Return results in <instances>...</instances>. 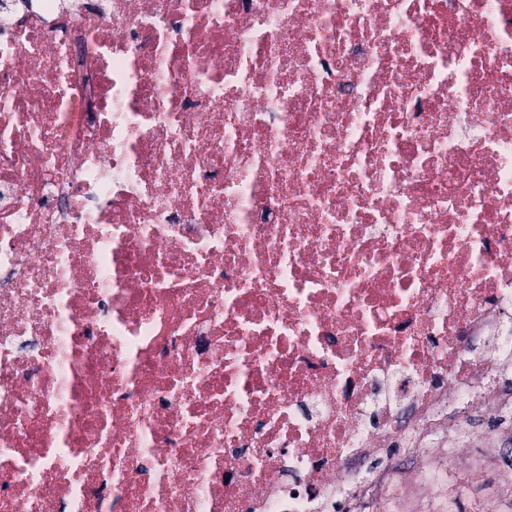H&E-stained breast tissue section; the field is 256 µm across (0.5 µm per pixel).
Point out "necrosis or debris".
<instances>
[{
    "instance_id": "1",
    "label": "necrosis or debris",
    "mask_w": 512,
    "mask_h": 512,
    "mask_svg": "<svg viewBox=\"0 0 512 512\" xmlns=\"http://www.w3.org/2000/svg\"><path fill=\"white\" fill-rule=\"evenodd\" d=\"M0 0V512H336L512 418V0Z\"/></svg>"
}]
</instances>
